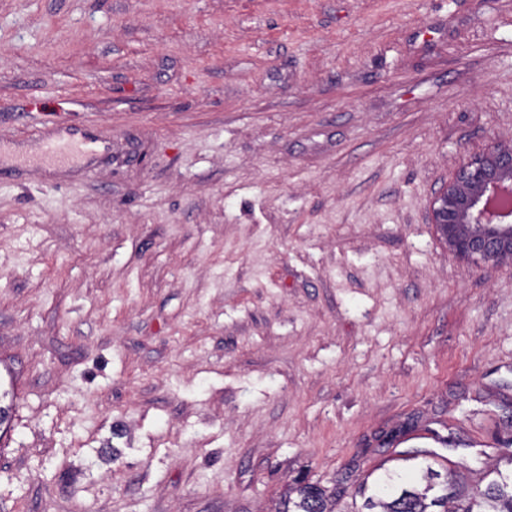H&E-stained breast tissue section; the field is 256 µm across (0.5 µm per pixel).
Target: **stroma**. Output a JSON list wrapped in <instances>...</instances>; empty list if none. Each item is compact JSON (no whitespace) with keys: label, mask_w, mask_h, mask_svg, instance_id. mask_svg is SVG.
I'll return each instance as SVG.
<instances>
[{"label":"stroma","mask_w":512,"mask_h":512,"mask_svg":"<svg viewBox=\"0 0 512 512\" xmlns=\"http://www.w3.org/2000/svg\"><path fill=\"white\" fill-rule=\"evenodd\" d=\"M0 512H336L511 468L512 265L435 194L512 139V0H0ZM99 140L90 132L68 129L43 139L38 151L14 159L15 165L57 166L74 163L98 153ZM286 498L282 512H334L333 497L318 484L301 483L288 488Z\"/></svg>","instance_id":"stroma-1"}]
</instances>
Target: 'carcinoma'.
Listing matches in <instances>:
<instances>
[{
    "label": "carcinoma",
    "instance_id": "carcinoma-1",
    "mask_svg": "<svg viewBox=\"0 0 512 512\" xmlns=\"http://www.w3.org/2000/svg\"><path fill=\"white\" fill-rule=\"evenodd\" d=\"M423 486L404 488L390 484L369 496V512H512V474L464 494L457 490L451 471L440 474L426 464L418 472ZM284 512H334L331 496L317 484L301 483L288 489Z\"/></svg>",
    "mask_w": 512,
    "mask_h": 512
}]
</instances>
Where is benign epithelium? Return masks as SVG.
<instances>
[{
    "instance_id": "7a95c632",
    "label": "benign epithelium",
    "mask_w": 512,
    "mask_h": 512,
    "mask_svg": "<svg viewBox=\"0 0 512 512\" xmlns=\"http://www.w3.org/2000/svg\"><path fill=\"white\" fill-rule=\"evenodd\" d=\"M512 143L467 156L434 197L430 221L455 258L470 264L512 258Z\"/></svg>"
}]
</instances>
